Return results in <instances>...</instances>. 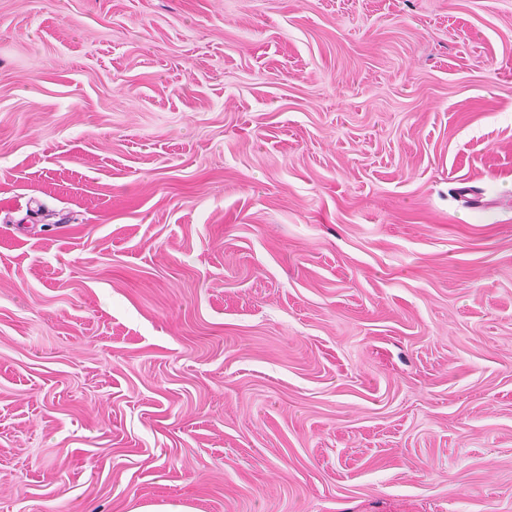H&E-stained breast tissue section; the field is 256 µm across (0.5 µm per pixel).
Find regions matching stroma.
I'll return each instance as SVG.
<instances>
[{
  "mask_svg": "<svg viewBox=\"0 0 512 512\" xmlns=\"http://www.w3.org/2000/svg\"><path fill=\"white\" fill-rule=\"evenodd\" d=\"M512 512V0H0V512Z\"/></svg>",
  "mask_w": 512,
  "mask_h": 512,
  "instance_id": "35a3bbf8",
  "label": "stroma"
}]
</instances>
